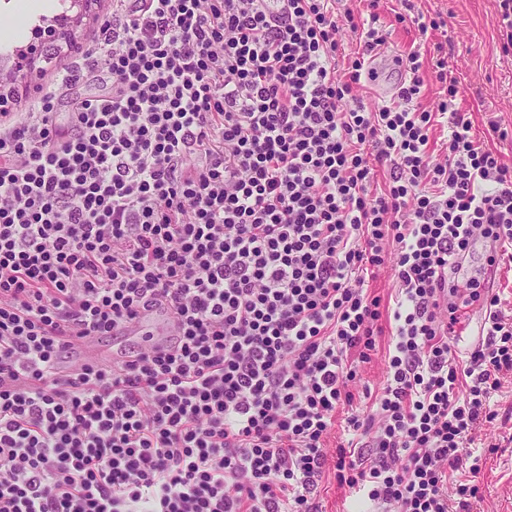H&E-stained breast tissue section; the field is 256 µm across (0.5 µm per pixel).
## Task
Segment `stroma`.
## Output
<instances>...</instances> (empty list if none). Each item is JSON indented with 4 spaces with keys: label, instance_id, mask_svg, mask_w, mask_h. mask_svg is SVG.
<instances>
[{
    "label": "stroma",
    "instance_id": "stroma-1",
    "mask_svg": "<svg viewBox=\"0 0 512 512\" xmlns=\"http://www.w3.org/2000/svg\"><path fill=\"white\" fill-rule=\"evenodd\" d=\"M423 11L441 15L444 33L420 34L417 28L395 20V0H385L379 10V23L389 34L388 45L379 55L378 77L368 82L365 102L374 108L391 103L399 81L393 67L395 57L419 51L425 64L434 62V45L445 41L447 69L459 83V106L472 115L477 129L497 121L508 131L506 139L495 140V147L512 164V55L501 52L496 0H421ZM73 50L65 44L54 46V56L43 62L42 73L29 83L16 81L8 67L0 68V93L13 97L15 104L30 98L31 87H38L59 71L70 68ZM492 402L497 420L485 424L472 445L483 458L482 498L476 512H512V376H506Z\"/></svg>",
    "mask_w": 512,
    "mask_h": 512
}]
</instances>
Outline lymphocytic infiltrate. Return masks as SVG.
<instances>
[{
  "instance_id": "obj_1",
  "label": "lymphocytic infiltrate",
  "mask_w": 512,
  "mask_h": 512,
  "mask_svg": "<svg viewBox=\"0 0 512 512\" xmlns=\"http://www.w3.org/2000/svg\"><path fill=\"white\" fill-rule=\"evenodd\" d=\"M386 42L336 0H103L80 63L0 116V512H319L329 469L376 512H473L512 317L457 275L478 238L512 266V165L444 60L398 58L396 103L366 108ZM389 267L391 307L367 285ZM159 303L161 346L73 366ZM385 350L381 349L379 354L375 356L374 360L365 366L361 367L360 375L361 379L355 384L354 392L356 395V401L353 405V411L350 409L349 413H362L365 412L369 405L370 399L366 398L363 394L364 387L368 386L373 391L384 381L386 377V366L385 361Z\"/></svg>"
}]
</instances>
